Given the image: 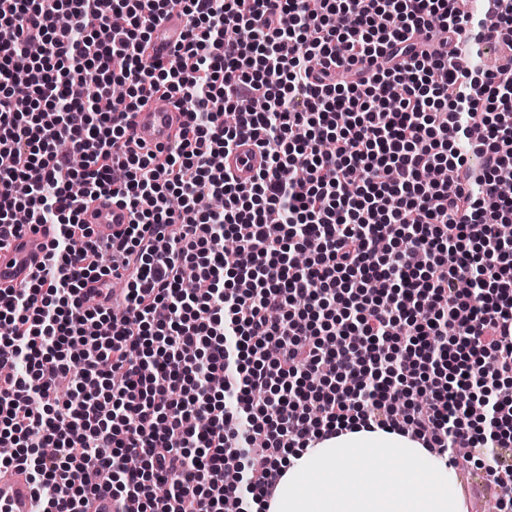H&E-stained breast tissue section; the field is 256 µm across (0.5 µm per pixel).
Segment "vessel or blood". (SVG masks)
<instances>
[{
  "label": "vessel or blood",
  "mask_w": 512,
  "mask_h": 512,
  "mask_svg": "<svg viewBox=\"0 0 512 512\" xmlns=\"http://www.w3.org/2000/svg\"><path fill=\"white\" fill-rule=\"evenodd\" d=\"M187 19L178 11L160 16L153 25L150 53L165 58L182 42ZM182 117L172 103H149L130 113L128 123L134 142L148 148L168 146ZM266 166V157L254 136L239 139L234 151L225 155L224 170L241 184L251 183ZM85 223L91 224L96 240L111 238L122 231L132 216L122 203L102 198L87 206L83 213ZM55 228L44 224L37 232L16 240L10 248L0 250V288H22L36 271L45 244L54 236ZM37 505L32 484L25 470H0V512H36Z\"/></svg>",
  "instance_id": "b4317fda"
}]
</instances>
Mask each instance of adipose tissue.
<instances>
[{"label":"adipose tissue","mask_w":512,"mask_h":512,"mask_svg":"<svg viewBox=\"0 0 512 512\" xmlns=\"http://www.w3.org/2000/svg\"><path fill=\"white\" fill-rule=\"evenodd\" d=\"M267 512H465L447 458L410 435L356 428L292 456Z\"/></svg>","instance_id":"1"}]
</instances>
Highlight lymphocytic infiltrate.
Here are the masks:
<instances>
[{"label": "lymphocytic infiltrate", "instance_id": "lymphocytic-infiltrate-1", "mask_svg": "<svg viewBox=\"0 0 512 512\" xmlns=\"http://www.w3.org/2000/svg\"><path fill=\"white\" fill-rule=\"evenodd\" d=\"M149 92L184 115L161 156L126 139ZM247 134L242 185L214 159ZM511 167L512 0H0V245L55 227L0 290V468L43 512L102 472L123 512H255L359 421L473 448L512 512ZM101 197L132 214L105 247ZM187 19L178 11H171L160 16L153 25L150 53L152 56L167 58L182 43L186 31ZM265 166V154L251 135L240 138L235 150L224 156V171L233 175L240 184L251 183Z\"/></svg>", "mask_w": 512, "mask_h": 512}]
</instances>
